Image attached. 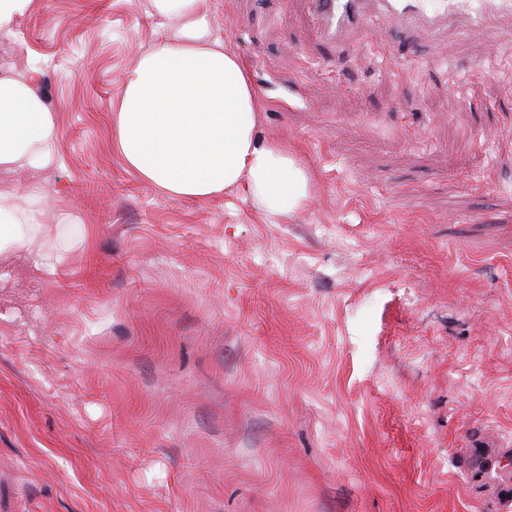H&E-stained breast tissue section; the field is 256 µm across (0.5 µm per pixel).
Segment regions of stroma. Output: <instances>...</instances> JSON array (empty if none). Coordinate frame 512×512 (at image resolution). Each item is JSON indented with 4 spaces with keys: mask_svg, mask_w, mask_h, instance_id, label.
I'll return each mask as SVG.
<instances>
[{
    "mask_svg": "<svg viewBox=\"0 0 512 512\" xmlns=\"http://www.w3.org/2000/svg\"><path fill=\"white\" fill-rule=\"evenodd\" d=\"M312 198L166 196L109 144L150 0H30L56 212L0 259V512H512V24L320 40L203 0Z\"/></svg>",
    "mask_w": 512,
    "mask_h": 512,
    "instance_id": "1",
    "label": "stroma"
}]
</instances>
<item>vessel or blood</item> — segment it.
<instances>
[{
    "label": "vessel or blood",
    "mask_w": 512,
    "mask_h": 512,
    "mask_svg": "<svg viewBox=\"0 0 512 512\" xmlns=\"http://www.w3.org/2000/svg\"><path fill=\"white\" fill-rule=\"evenodd\" d=\"M321 38L365 32L375 18L402 34L433 32L451 23L478 22L494 30L499 19L512 20V0H311Z\"/></svg>",
    "instance_id": "1"
}]
</instances>
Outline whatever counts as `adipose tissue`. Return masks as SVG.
I'll return each instance as SVG.
<instances>
[{
	"instance_id": "adipose-tissue-1",
	"label": "adipose tissue",
	"mask_w": 512,
	"mask_h": 512,
	"mask_svg": "<svg viewBox=\"0 0 512 512\" xmlns=\"http://www.w3.org/2000/svg\"><path fill=\"white\" fill-rule=\"evenodd\" d=\"M203 0H151L176 21L124 78L113 103L111 146L141 181L178 199L205 203L245 185L252 203L286 218L312 196L309 175L285 146L258 142L259 102L242 60L210 40ZM43 71L0 76V253L25 249L42 232L47 194L18 173L58 162V129L42 92Z\"/></svg>"
}]
</instances>
